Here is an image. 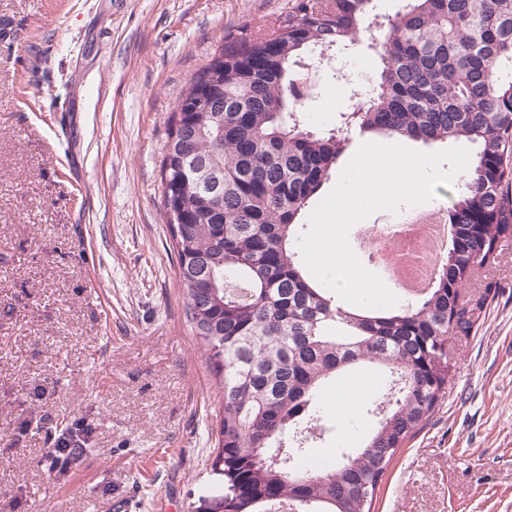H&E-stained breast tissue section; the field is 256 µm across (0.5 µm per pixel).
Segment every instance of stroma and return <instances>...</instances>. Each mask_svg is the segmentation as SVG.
<instances>
[{
  "instance_id": "stroma-1",
  "label": "stroma",
  "mask_w": 512,
  "mask_h": 512,
  "mask_svg": "<svg viewBox=\"0 0 512 512\" xmlns=\"http://www.w3.org/2000/svg\"><path fill=\"white\" fill-rule=\"evenodd\" d=\"M292 3L0 0V512H196L218 388L163 217L168 122L220 39ZM355 103L325 68L305 109L332 127ZM464 296L475 326L372 512H512V241ZM78 427L56 475L45 452Z\"/></svg>"
}]
</instances>
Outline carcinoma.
Instances as JSON below:
<instances>
[{"instance_id": "1", "label": "carcinoma", "mask_w": 512, "mask_h": 512, "mask_svg": "<svg viewBox=\"0 0 512 512\" xmlns=\"http://www.w3.org/2000/svg\"><path fill=\"white\" fill-rule=\"evenodd\" d=\"M384 31L368 96L317 129L297 104L315 56ZM478 151L450 193L447 254L423 296L389 309L345 307L307 273L302 213L349 146L348 133ZM512 0H406L387 22L374 0H294L274 38L221 40L174 103L161 197L186 314L220 389L222 476L206 512H370L408 437L452 378L448 336L469 335L459 302L475 267L512 239ZM366 370L386 377L360 404L369 427L320 470L304 466L329 417L322 391Z\"/></svg>"}]
</instances>
